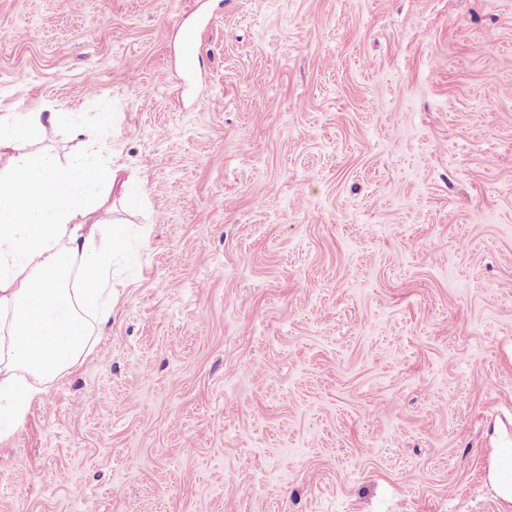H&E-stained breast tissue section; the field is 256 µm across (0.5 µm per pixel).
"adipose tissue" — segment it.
Returning <instances> with one entry per match:
<instances>
[{
    "label": "adipose tissue",
    "mask_w": 512,
    "mask_h": 512,
    "mask_svg": "<svg viewBox=\"0 0 512 512\" xmlns=\"http://www.w3.org/2000/svg\"><path fill=\"white\" fill-rule=\"evenodd\" d=\"M66 125L85 138L63 161L36 152L46 127ZM0 438L43 392L79 363L90 323L107 322L117 269L128 261L127 233L99 212L116 175L98 138L77 112L0 114Z\"/></svg>",
    "instance_id": "adipose-tissue-1"
}]
</instances>
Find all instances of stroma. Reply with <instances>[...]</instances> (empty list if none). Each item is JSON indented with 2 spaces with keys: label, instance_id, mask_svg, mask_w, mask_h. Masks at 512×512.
I'll use <instances>...</instances> for the list:
<instances>
[{
  "label": "stroma",
  "instance_id": "1",
  "mask_svg": "<svg viewBox=\"0 0 512 512\" xmlns=\"http://www.w3.org/2000/svg\"><path fill=\"white\" fill-rule=\"evenodd\" d=\"M75 111L140 261L0 512H512V0H0V114Z\"/></svg>",
  "mask_w": 512,
  "mask_h": 512
}]
</instances>
